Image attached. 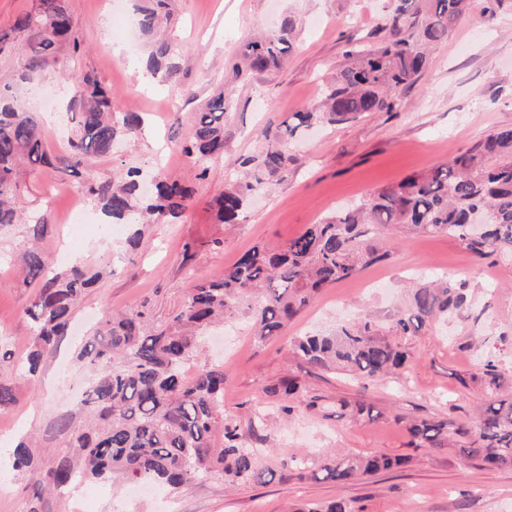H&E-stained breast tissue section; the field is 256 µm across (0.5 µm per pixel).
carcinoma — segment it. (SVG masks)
<instances>
[{
    "label": "carcinoma",
    "mask_w": 512,
    "mask_h": 512,
    "mask_svg": "<svg viewBox=\"0 0 512 512\" xmlns=\"http://www.w3.org/2000/svg\"><path fill=\"white\" fill-rule=\"evenodd\" d=\"M173 0H140L136 22L150 40L147 59L151 71L175 73L176 50L155 33L173 19ZM472 0H393L380 44L351 50L350 59L336 75L321 109L291 112L263 132L260 153L242 162L249 167L247 182L233 183L216 199L217 217L236 224L256 188L288 174L290 144L297 131L316 123H347L367 113L393 112L399 92L412 85L428 64V50L443 41L469 12ZM300 19L289 14L266 38L244 41L240 55L245 67L233 66L235 76L260 74L280 66L292 48ZM21 36L26 52L11 78L0 79V226L30 225V236L17 251L25 279L39 284L36 296L23 307L34 336L32 350L21 368L35 375L44 353L66 335L74 308L100 279V272L82 264L65 273H52L39 242L49 230L44 214L21 215L14 205L20 173L42 165L79 179L76 195L91 198L110 224L161 223L178 217L192 198L178 179L157 175L149 198L139 195L141 169L130 167L119 178L81 174L91 160L113 155L124 139L143 131L141 112H117L112 93L97 76L83 73L67 104V120L74 136L60 155L44 148L47 133L37 113L17 95L16 87L47 70L68 76L69 61L81 52L67 0H37L7 31H0V53L11 48L12 36ZM233 101L219 88L198 112L179 142L194 160L199 177L211 163L224 158V116ZM486 216L482 236L474 237L469 224L474 213ZM390 224L424 234L456 236L474 256L501 252L512 256V128L499 129L470 151L428 172L405 177L377 190L363 203L336 211L308 225L278 250L257 244L231 267L194 285L183 307L169 324L148 326L144 312L112 315L81 352L94 378L81 404L90 408L91 428L70 429L69 445L83 459L82 477L105 485L119 480H148L163 487L204 481L220 472L230 484L263 483L267 472L257 462L248 437L224 419V366L208 365L188 374L198 360L201 334L211 324L245 314L260 342L279 335L303 311L321 288L349 279L366 266L382 261L388 251L373 244L375 235ZM467 302L466 284L422 286L410 297L409 307L395 320V329L414 334L433 321L459 314ZM293 356L324 369L341 368L359 378H375L406 367L408 351L378 337L370 321L342 326L325 336H304L292 344ZM490 400L472 427L448 429V421L422 419L408 427L410 435L428 448H441L449 433L460 438V451L487 468L512 467V395L504 396L501 374L492 360L483 365ZM300 384L285 380L273 388L290 413V402ZM222 432L224 446L213 438ZM19 443L14 465L31 472L37 462ZM407 457L383 454L338 456L321 467L324 479L347 484L381 470L402 466ZM61 465L50 473L61 487L76 474ZM299 512H357L338 499L311 503Z\"/></svg>",
    "instance_id": "1"
}]
</instances>
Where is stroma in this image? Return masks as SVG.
Listing matches in <instances>:
<instances>
[{
    "label": "stroma",
    "mask_w": 512,
    "mask_h": 512,
    "mask_svg": "<svg viewBox=\"0 0 512 512\" xmlns=\"http://www.w3.org/2000/svg\"><path fill=\"white\" fill-rule=\"evenodd\" d=\"M83 53L64 78L47 71L21 91L40 111L47 152L67 145L65 112L74 76L94 72L111 89L119 111L144 113L143 134L91 169L111 176L122 166L144 171L165 168L191 186L183 215L168 224L138 225L139 244L104 233L91 201L83 207L91 224L71 223V177L42 167L29 172L18 197L23 211L47 212L51 228L40 247L55 269L74 259L103 275L76 307L71 330L45 354L35 378L16 361L33 341L22 306L38 291L8 262L0 263V348L13 360L0 361V382L10 384L14 402L0 411V512H299L310 503L342 499L358 512H512V468L487 469L454 447L418 448L407 431L411 420L447 419L468 424L487 399L481 380L486 360L512 378V259L476 258L458 239L424 235L392 224L376 237L386 261L325 288L281 335L259 345L246 317L203 334L207 360L223 364L224 415L241 432L263 421V439L252 440L270 473L262 484L228 486L222 475L176 490L141 491L138 483L107 486L89 479L75 486L38 492L58 464L81 461L58 427L61 419L84 424L80 401L91 372L80 353L100 324L115 312L146 311L162 326L181 308L193 284L232 266L259 243L279 246L309 224L375 190L448 162L491 132L512 127V0L494 21H485L483 0H473L464 19L430 53L428 68L400 93L394 112H376L344 124H320L301 132L290 154L287 176L254 194L239 223H220L212 207L230 182L242 179V160L257 155L261 132L290 112L317 105L352 49L382 38L390 0H174L176 23L165 28L179 51V69L152 76L147 50L131 51L112 39L118 13H131L132 0H69ZM303 24L282 68L234 77L241 42L273 32L282 14ZM234 97L224 118V157L205 178L174 153V138L194 125L217 87ZM437 279L466 282L468 304L448 321L412 336L393 322L409 302V290ZM371 315L379 333L411 354L400 376L360 383L339 371L319 370L290 354L292 341L325 333ZM295 379L301 392L293 413H284L271 389ZM372 406L369 419H354L352 404ZM30 440L36 474L11 466L14 446ZM409 457L407 467L338 485L320 470L335 452ZM306 461L304 476L288 470Z\"/></svg>",
    "instance_id": "stroma-1"
}]
</instances>
